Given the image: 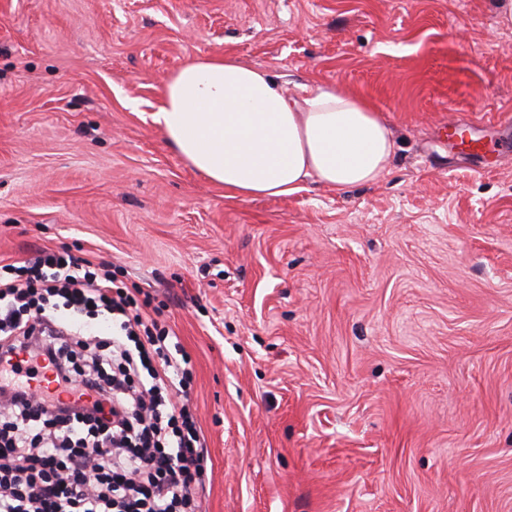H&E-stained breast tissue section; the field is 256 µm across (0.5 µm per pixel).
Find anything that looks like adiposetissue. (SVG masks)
Masks as SVG:
<instances>
[{"instance_id": "adipose-tissue-1", "label": "adipose tissue", "mask_w": 512, "mask_h": 512, "mask_svg": "<svg viewBox=\"0 0 512 512\" xmlns=\"http://www.w3.org/2000/svg\"><path fill=\"white\" fill-rule=\"evenodd\" d=\"M153 120L229 198L288 196L310 179L350 191L377 181L395 149L388 122L364 97L324 83L296 98L230 54L179 67Z\"/></svg>"}]
</instances>
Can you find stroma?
I'll list each match as a JSON object with an SVG mask.
<instances>
[{"mask_svg": "<svg viewBox=\"0 0 512 512\" xmlns=\"http://www.w3.org/2000/svg\"><path fill=\"white\" fill-rule=\"evenodd\" d=\"M224 52L367 97L382 177L225 197L152 119ZM503 112L512 0H0V262L66 251L146 296L191 360L201 512H512Z\"/></svg>", "mask_w": 512, "mask_h": 512, "instance_id": "35a3bbf8", "label": "stroma"}]
</instances>
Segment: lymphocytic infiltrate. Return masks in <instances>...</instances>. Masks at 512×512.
Instances as JSON below:
<instances>
[{
  "instance_id": "obj_1",
  "label": "lymphocytic infiltrate",
  "mask_w": 512,
  "mask_h": 512,
  "mask_svg": "<svg viewBox=\"0 0 512 512\" xmlns=\"http://www.w3.org/2000/svg\"><path fill=\"white\" fill-rule=\"evenodd\" d=\"M96 312L109 336L78 326ZM0 512H198L204 448L188 356L107 265L0 266Z\"/></svg>"
}]
</instances>
